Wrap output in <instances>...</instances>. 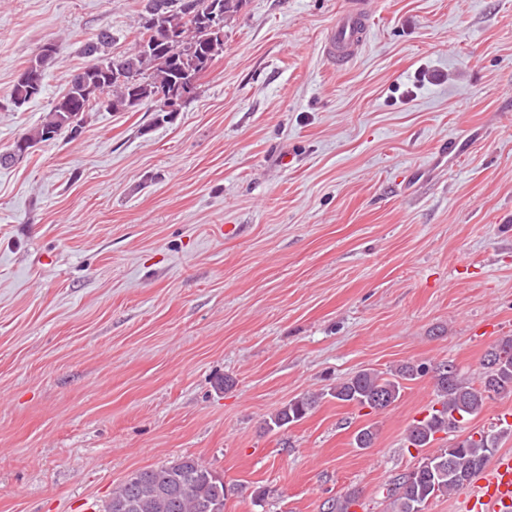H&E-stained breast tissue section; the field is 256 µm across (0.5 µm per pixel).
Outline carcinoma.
I'll return each instance as SVG.
<instances>
[{"instance_id":"1","label":"carcinoma","mask_w":512,"mask_h":512,"mask_svg":"<svg viewBox=\"0 0 512 512\" xmlns=\"http://www.w3.org/2000/svg\"><path fill=\"white\" fill-rule=\"evenodd\" d=\"M201 15L218 6L228 21L243 0H198ZM159 21L150 24L153 16ZM112 39L107 32L84 46L86 64L69 76L65 91L53 103L44 121L18 136L8 152L0 154V165H8L19 155L28 156L37 144L63 131L72 136L81 132L85 115L93 110L120 111L135 105L159 106L157 97L180 83L197 84L224 52V31L209 28L204 20H191L180 8V0H147L132 47L118 55L122 69L112 66L113 57L100 54ZM57 62V45L46 44L18 73L10 93L12 105L21 109L41 96L48 69ZM486 370L479 386L458 379L453 366L443 363L434 375L440 408L408 428L407 441L426 448L436 434L458 427L460 419L479 413L486 399L512 394V338L488 349L483 358ZM426 372L422 366L405 365L388 378L374 371H361L336 384L331 396L374 411L383 410L400 397L401 381ZM318 400L303 395L278 410L269 428L281 429L303 419ZM501 434L470 435L424 458L402 477L392 494V512H418L433 499L469 483L483 470ZM224 481L191 456L137 472L136 480L126 479L112 491L101 512H117L113 504L126 501L124 512H224Z\"/></svg>"}]
</instances>
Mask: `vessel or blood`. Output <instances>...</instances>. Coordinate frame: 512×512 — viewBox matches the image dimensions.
I'll list each match as a JSON object with an SVG mask.
<instances>
[{"label": "vessel or blood", "mask_w": 512, "mask_h": 512, "mask_svg": "<svg viewBox=\"0 0 512 512\" xmlns=\"http://www.w3.org/2000/svg\"><path fill=\"white\" fill-rule=\"evenodd\" d=\"M373 18L368 0H346L321 44L326 58L341 67L364 46ZM466 512H512V453L500 454L467 498Z\"/></svg>", "instance_id": "b4317fda"}]
</instances>
